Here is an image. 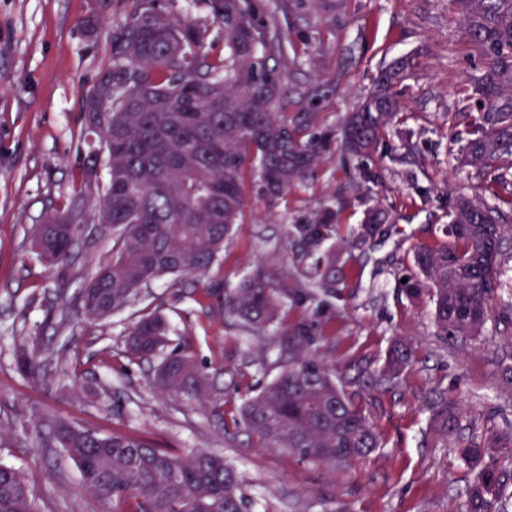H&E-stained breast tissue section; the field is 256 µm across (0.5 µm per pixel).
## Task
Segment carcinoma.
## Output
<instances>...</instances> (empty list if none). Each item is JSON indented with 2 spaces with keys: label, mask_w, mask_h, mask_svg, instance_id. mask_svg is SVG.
<instances>
[{
  "label": "carcinoma",
  "mask_w": 512,
  "mask_h": 512,
  "mask_svg": "<svg viewBox=\"0 0 512 512\" xmlns=\"http://www.w3.org/2000/svg\"><path fill=\"white\" fill-rule=\"evenodd\" d=\"M129 18L112 30V67L99 77L112 83V108L96 134L107 170L99 223L112 228V256L83 289L81 312L89 324L125 309L138 290L168 275L206 271L242 217L247 171L258 169L274 199L303 184L320 145L307 136L316 112L286 111L313 102L319 88L290 90L269 57L287 52L288 41L273 23L254 19L255 0H207L222 26L224 53L211 54L210 28L175 21L156 0H135ZM464 38L485 61L480 74L455 89L467 109L464 131L448 133V155L490 176L487 189L497 204L456 198L448 207V241L413 249L399 292L412 303L427 299L438 334H478L491 313L499 286L498 257L503 224L512 218V0H452ZM415 67L403 56L381 69L375 88L340 128L351 158H363L383 143L401 114L400 85ZM344 203L336 201L290 233L302 257L327 256V267L308 283L281 267L257 266L228 296L243 325L273 327L288 298L336 295L346 264L336 261L328 241ZM389 220L369 209L353 230L357 241L374 236ZM80 227L62 209L54 222L34 229L38 255L48 266H68ZM166 319L143 314L130 329L132 359L154 354L167 335ZM288 368L239 407L247 428L266 448H286L303 460L339 466L381 447L368 417L338 388L324 361L309 347V329L287 331ZM411 360L397 340L388 353L385 379L397 377ZM19 368L32 378L42 362L26 352ZM154 384L169 396L201 399L204 378L186 356L164 360ZM55 438L78 466L85 491L100 500L128 503L125 512H249L235 470L208 450L184 457L155 448L130 434H101L59 422ZM512 440L506 427L487 441H454L475 471L465 512H509L508 478L490 449ZM0 512H41L21 473L0 464Z\"/></svg>",
  "instance_id": "obj_1"
}]
</instances>
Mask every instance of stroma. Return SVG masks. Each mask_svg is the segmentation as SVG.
I'll list each match as a JSON object with an SVG mask.
<instances>
[{
    "instance_id": "1",
    "label": "stroma",
    "mask_w": 512,
    "mask_h": 512,
    "mask_svg": "<svg viewBox=\"0 0 512 512\" xmlns=\"http://www.w3.org/2000/svg\"><path fill=\"white\" fill-rule=\"evenodd\" d=\"M257 0L255 18L275 19L298 62L272 57L293 88L321 83L315 136L336 129L372 90L379 69L416 55L403 83L405 128L421 134L423 156L393 163L385 149L354 160L328 139L312 174L287 195L269 200L257 175L247 177L239 224L209 269L166 276L142 288L136 302L95 327L79 310V293L112 253L111 233L97 211L102 179L85 184L83 95L112 63L110 34L132 0H0V463L18 468L42 512H117L80 484L75 464L54 436L55 421L104 434L128 433L176 456L208 449L233 465L250 512H464L470 468L438 432L445 401H453L457 431L487 439L512 419V386L498 360L512 355V235L502 240L504 290L480 335L454 342L438 336L426 306L400 297L396 280L412 250L445 242L451 197L491 200L479 168L448 157L449 129L466 117L454 88L480 60L462 40L451 0H288L275 13ZM345 196L339 238L371 206L392 219L354 249L339 297L285 304L282 323L310 329V347L332 369L337 385L376 426L382 446L340 468L316 465L281 448H261L230 420L240 403L288 363V338L273 336L264 354L246 353L227 291L255 266L303 262L288 236L335 196ZM85 226L65 277L36 255L30 233L64 203ZM169 324L168 342L146 360L131 359L125 340L141 311ZM405 340L413 363L383 382L393 339ZM36 354L47 377L18 369L20 352ZM173 354L192 358L204 374L201 400L161 395L153 377Z\"/></svg>"
}]
</instances>
